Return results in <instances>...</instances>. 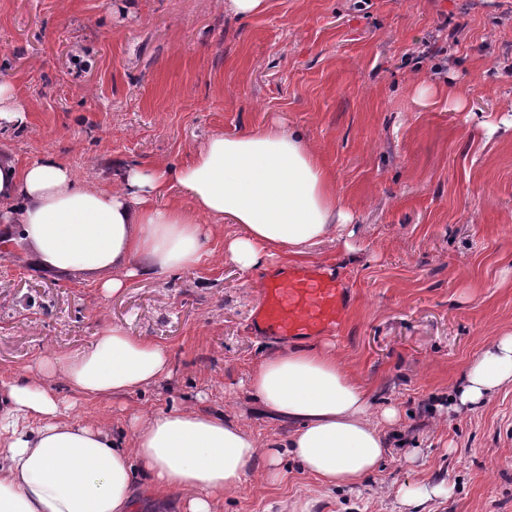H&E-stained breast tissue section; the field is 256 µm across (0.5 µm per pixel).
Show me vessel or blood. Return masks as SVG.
Listing matches in <instances>:
<instances>
[{
	"label": "vessel or blood",
	"mask_w": 512,
	"mask_h": 512,
	"mask_svg": "<svg viewBox=\"0 0 512 512\" xmlns=\"http://www.w3.org/2000/svg\"><path fill=\"white\" fill-rule=\"evenodd\" d=\"M352 300L350 289L321 266L280 268L261 276L249 329L260 338L305 341L340 330Z\"/></svg>",
	"instance_id": "b4317fda"
}]
</instances>
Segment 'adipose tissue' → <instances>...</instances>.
Listing matches in <instances>:
<instances>
[{
  "label": "adipose tissue",
  "instance_id": "1",
  "mask_svg": "<svg viewBox=\"0 0 512 512\" xmlns=\"http://www.w3.org/2000/svg\"><path fill=\"white\" fill-rule=\"evenodd\" d=\"M173 184L191 207L162 204ZM204 216L239 225L224 254L245 270L283 248L304 257L347 219L317 151L277 125L212 135L173 170L120 167L108 190L79 183L52 157L20 167L0 155V237L22 228L32 267L97 275L107 294L122 290L135 257L153 275L201 265L209 255ZM169 365L163 347L112 326L86 349L42 357L35 375L0 384V512H138L139 476L152 505L176 491L182 512H217L221 495L242 488L257 457L277 459L245 426L190 408L133 417L124 440L71 418L72 402L52 385L59 378L86 398L123 396L159 384ZM247 384L268 414L288 423V453L326 487L359 484L386 453L383 428L399 420L392 407L371 412L327 346L270 351ZM509 385L512 333L490 340L471 363L460 403L477 410Z\"/></svg>",
  "mask_w": 512,
  "mask_h": 512
}]
</instances>
